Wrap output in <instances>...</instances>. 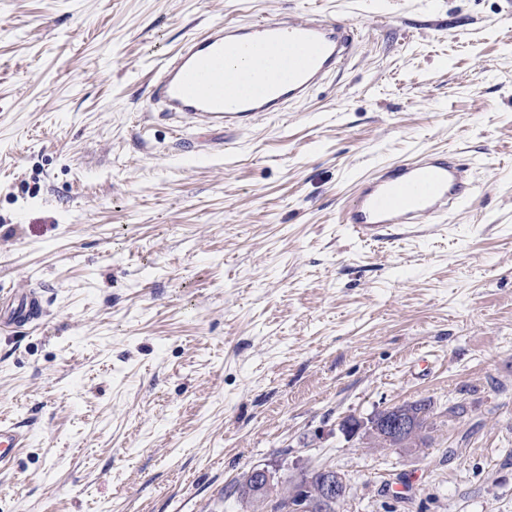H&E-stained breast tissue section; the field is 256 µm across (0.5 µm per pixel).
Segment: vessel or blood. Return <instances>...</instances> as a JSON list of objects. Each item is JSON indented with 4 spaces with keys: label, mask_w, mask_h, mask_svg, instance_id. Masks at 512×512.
<instances>
[{
    "label": "vessel or blood",
    "mask_w": 512,
    "mask_h": 512,
    "mask_svg": "<svg viewBox=\"0 0 512 512\" xmlns=\"http://www.w3.org/2000/svg\"><path fill=\"white\" fill-rule=\"evenodd\" d=\"M358 33L352 24L321 14L298 20L260 18L213 27L173 52L158 70L150 104L162 116L187 124L193 139L211 131L233 133L290 102L305 97L340 68ZM242 68L224 77V58ZM472 165L456 154L417 150L382 166L359 182L341 221L361 240L375 241L391 224H436L459 207L471 190ZM39 307L18 291L0 327L32 318ZM24 438L14 425L0 423V471L10 472Z\"/></svg>",
    "instance_id": "obj_1"
}]
</instances>
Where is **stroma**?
<instances>
[{
    "instance_id": "stroma-1",
    "label": "stroma",
    "mask_w": 512,
    "mask_h": 512,
    "mask_svg": "<svg viewBox=\"0 0 512 512\" xmlns=\"http://www.w3.org/2000/svg\"><path fill=\"white\" fill-rule=\"evenodd\" d=\"M353 24L307 99L185 151L147 119L209 27ZM474 160L441 223L364 242L359 177ZM0 512H246L244 471L345 474L340 512H512V14L503 0H0ZM434 405L421 448L340 422ZM464 405L449 420V407ZM38 307L39 301L36 298L30 296L26 290L18 291L15 294V300L8 314L0 320L1 329L9 328L15 323L30 320L37 312ZM24 438L12 424L0 423V471L11 472L10 464L15 458V448H22Z\"/></svg>"
}]
</instances>
